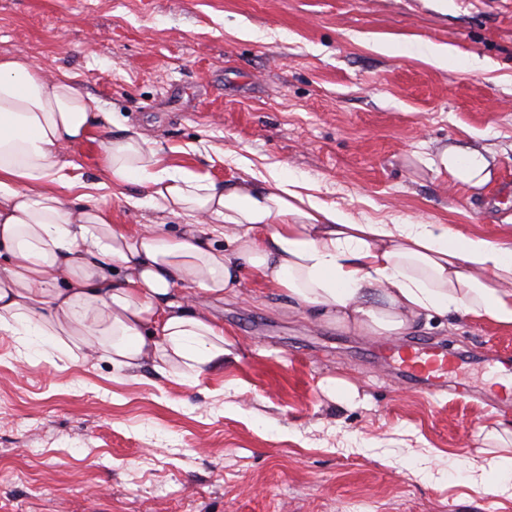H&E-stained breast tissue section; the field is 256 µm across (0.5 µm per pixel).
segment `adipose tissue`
<instances>
[{
    "mask_svg": "<svg viewBox=\"0 0 512 512\" xmlns=\"http://www.w3.org/2000/svg\"><path fill=\"white\" fill-rule=\"evenodd\" d=\"M112 122L70 73L0 56L1 331L44 338L72 361L186 382L230 353L223 323L188 289L237 294L245 269L313 323L360 336H403L433 312L512 330V241L449 224L364 223L274 167L220 185L167 165L137 131L106 135ZM93 142L113 189L147 186L152 206L186 218L189 232L157 222L129 234L113 225L110 197L68 202L79 183L62 154ZM428 165L462 184L489 178L477 149L447 148Z\"/></svg>",
    "mask_w": 512,
    "mask_h": 512,
    "instance_id": "adipose-tissue-1",
    "label": "adipose tissue"
}]
</instances>
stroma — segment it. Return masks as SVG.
<instances>
[{
	"label": "stroma",
	"mask_w": 512,
	"mask_h": 512,
	"mask_svg": "<svg viewBox=\"0 0 512 512\" xmlns=\"http://www.w3.org/2000/svg\"><path fill=\"white\" fill-rule=\"evenodd\" d=\"M4 53L68 71L112 112L111 135L133 128L217 183L245 158L373 223L512 237V0H0ZM457 145L487 148L482 186L420 162ZM125 193L114 224L183 231L147 187ZM193 296L235 355L188 383L0 331V512H512L463 467L512 448V403L486 393L512 331L421 320L414 338L468 354L469 396L434 395L400 379L384 341L311 323L251 278ZM329 377L358 403L331 400ZM323 390L334 399L344 403H352L358 396L357 388L345 378H329L323 385Z\"/></svg>",
	"instance_id": "1"
}]
</instances>
